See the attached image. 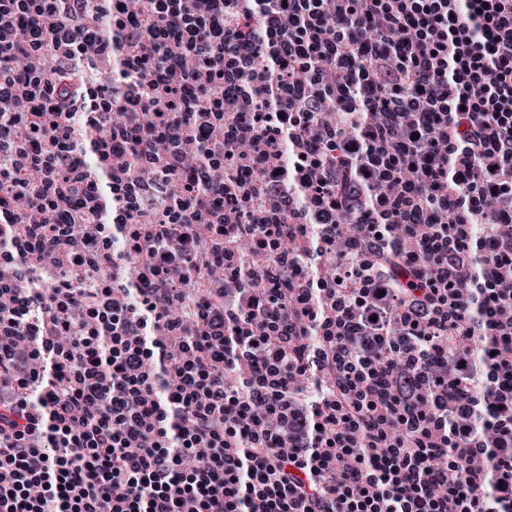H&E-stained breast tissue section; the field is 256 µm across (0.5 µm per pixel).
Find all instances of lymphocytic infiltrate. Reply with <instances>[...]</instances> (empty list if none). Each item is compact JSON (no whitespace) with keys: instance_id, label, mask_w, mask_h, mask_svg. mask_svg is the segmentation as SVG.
<instances>
[{"instance_id":"1","label":"lymphocytic infiltrate","mask_w":512,"mask_h":512,"mask_svg":"<svg viewBox=\"0 0 512 512\" xmlns=\"http://www.w3.org/2000/svg\"><path fill=\"white\" fill-rule=\"evenodd\" d=\"M0 111V512H512V0H0Z\"/></svg>"}]
</instances>
